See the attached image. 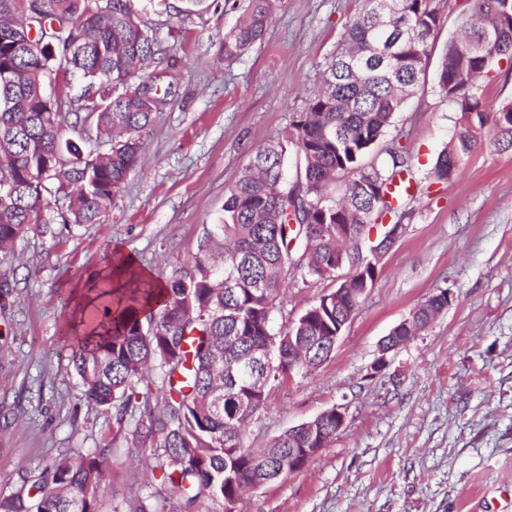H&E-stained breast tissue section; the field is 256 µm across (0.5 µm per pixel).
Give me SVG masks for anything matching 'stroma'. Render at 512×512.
I'll list each match as a JSON object with an SVG mask.
<instances>
[{
    "mask_svg": "<svg viewBox=\"0 0 512 512\" xmlns=\"http://www.w3.org/2000/svg\"><path fill=\"white\" fill-rule=\"evenodd\" d=\"M432 4L442 24L425 75L367 157L381 164L389 147L410 151L417 189L404 233L329 358L272 389L244 444L266 447L335 406L344 424L301 470L247 492L240 512H512V149L484 141L451 180H436L459 117L437 86L438 51L471 0ZM246 5L136 0L160 49L141 75L158 77L168 103L141 132V163L100 223L58 224L15 244L16 275L0 294V493L59 454L102 448L97 512L169 496L130 435L86 401L64 330L73 286L104 273L113 252L134 254L157 280L191 261L255 150L307 109L363 0H274L263 38L225 60L224 33ZM335 287L287 274L274 328ZM442 289L447 307L372 374L381 340Z\"/></svg>",
    "mask_w": 512,
    "mask_h": 512,
    "instance_id": "1",
    "label": "stroma"
}]
</instances>
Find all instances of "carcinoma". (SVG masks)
Segmentation results:
<instances>
[{
    "label": "carcinoma",
    "mask_w": 512,
    "mask_h": 512,
    "mask_svg": "<svg viewBox=\"0 0 512 512\" xmlns=\"http://www.w3.org/2000/svg\"><path fill=\"white\" fill-rule=\"evenodd\" d=\"M272 2L249 0L224 33L225 60L242 56L264 35ZM391 3L395 10L381 18L376 0H366L285 139L259 147L228 188L224 216L205 229L191 264L173 268L159 288L131 276L121 291L99 294L104 313L95 308L65 329L84 396L105 412L131 404L150 367L159 370L162 406L131 431L135 447L175 493L159 512H202L205 500L212 504L207 512H236L246 491L288 474V449L315 447L303 423L259 451L243 445L244 430L300 352L307 353L303 374L330 353L339 314L354 307L349 289L361 287L356 278L341 282L339 292L275 330L278 269L292 245L303 258L302 277L333 280L336 225L362 231L386 215L396 224L402 218L389 187L412 174L407 150L389 149L382 166H367L364 158L418 84L441 17L430 0ZM104 10V0H46L32 18L26 0H0L3 259L34 230L52 235L56 222L99 223L137 163L140 132L167 105L155 80L138 75L156 40L137 21L134 0H112L110 19ZM19 25L35 33L41 53L29 54L16 39ZM458 27L437 66L439 91L460 113L435 164L439 180L451 179L487 133L500 148H512V100L488 109L469 94L494 62L512 60V0H472ZM72 77L99 86L75 101L66 92L56 100L40 95L43 83L68 85ZM119 86L123 92L114 93ZM87 124L107 136L105 148L85 153L67 137L66 127ZM288 143L300 155V170L286 193ZM60 197L69 199L67 212L53 216L52 202ZM447 305L444 290L414 314L425 326ZM105 460L102 452L61 455L28 490L1 494L0 512H96Z\"/></svg>",
    "instance_id": "carcinoma-1"
}]
</instances>
